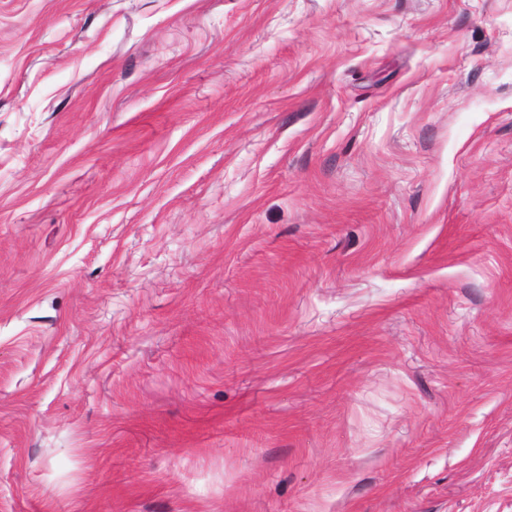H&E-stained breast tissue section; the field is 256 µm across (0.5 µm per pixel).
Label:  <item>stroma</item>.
<instances>
[{"instance_id": "35a3bbf8", "label": "stroma", "mask_w": 512, "mask_h": 512, "mask_svg": "<svg viewBox=\"0 0 512 512\" xmlns=\"http://www.w3.org/2000/svg\"><path fill=\"white\" fill-rule=\"evenodd\" d=\"M0 512H512V0H0Z\"/></svg>"}]
</instances>
